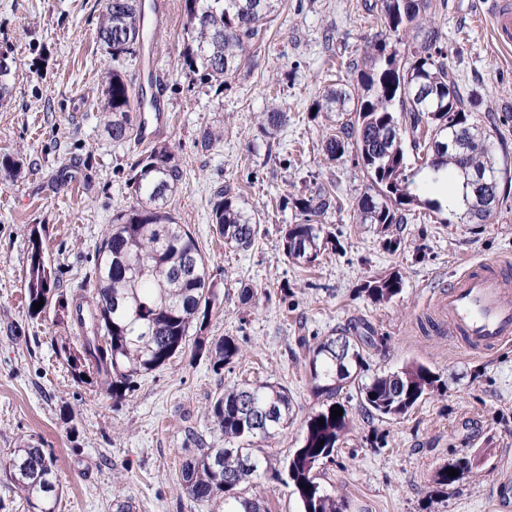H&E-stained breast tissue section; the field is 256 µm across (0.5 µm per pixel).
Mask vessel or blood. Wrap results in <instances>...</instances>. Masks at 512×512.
<instances>
[{"mask_svg":"<svg viewBox=\"0 0 512 512\" xmlns=\"http://www.w3.org/2000/svg\"><path fill=\"white\" fill-rule=\"evenodd\" d=\"M490 20L497 42L512 45V0H494ZM436 309L449 336L483 353L512 343V265L471 263L439 296Z\"/></svg>","mask_w":512,"mask_h":512,"instance_id":"obj_1","label":"vessel or blood"}]
</instances>
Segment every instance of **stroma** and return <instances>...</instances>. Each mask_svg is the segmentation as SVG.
I'll return each mask as SVG.
<instances>
[{
	"mask_svg": "<svg viewBox=\"0 0 512 512\" xmlns=\"http://www.w3.org/2000/svg\"><path fill=\"white\" fill-rule=\"evenodd\" d=\"M373 0H283L280 15L254 49L250 67L224 86L189 73L179 55L186 19L181 0H167L166 27L145 43L158 48L164 81L158 91L170 122L153 146L174 147L183 181L169 209L187 225L210 268L216 308L204 333L232 337L240 354L221 370L191 352L136 379L115 400L99 381L77 382L56 353L66 325L54 310L30 317L25 293L28 234L43 229L46 255L65 298L87 291L93 262L117 211L135 202L131 166L143 147L108 136L100 112L102 73L116 66L140 83L139 58L111 60L96 39L98 0H0V49L18 62L12 100L0 108V512H29L13 486L10 460L26 444L57 459L56 512H213L190 499L180 471L197 444L224 445L208 407L221 390L243 382L286 387L294 404L288 428L254 440L273 471L244 493L269 512H300L273 476L304 435L324 398L307 369L310 347L344 330L370 333L361 350L364 378L418 361L440 374L438 392L403 418L382 422L360 407L355 388L340 402L351 424L321 483L345 495L346 512H494L493 492L512 473V344L475 354L437 324L434 302L467 261L512 259V194L490 223H441L419 207L406 223L358 224L353 211L370 183L352 155L328 160L326 134L345 122L316 111L331 81L352 83L365 69L364 46L381 30ZM438 15L451 66L465 98L496 118L498 158L512 165V48L492 32V0H447ZM287 120L275 134L263 123L272 104ZM224 141L201 148L204 128ZM238 188L260 217L251 248L225 246L208 222L215 188ZM335 187L338 205L321 217L328 236L319 264L305 268L284 255L280 240L295 223L284 197L305 187ZM400 238L390 251L386 241ZM400 272L403 289L372 303L370 278ZM252 288L251 302L241 298ZM480 454L476 473L433 493L430 480L462 455Z\"/></svg>",
	"mask_w": 512,
	"mask_h": 512,
	"instance_id": "obj_1",
	"label": "stroma"
}]
</instances>
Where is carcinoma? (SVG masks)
Returning a JSON list of instances; mask_svg holds the SVG:
<instances>
[{
  "mask_svg": "<svg viewBox=\"0 0 512 512\" xmlns=\"http://www.w3.org/2000/svg\"><path fill=\"white\" fill-rule=\"evenodd\" d=\"M186 23L180 55L189 72L206 83L224 85L250 61V51L264 38L280 12L281 0H183ZM447 7L445 0H376L388 35L401 41L410 29L422 38L411 49L412 62L399 66L397 53L384 42L366 49L369 70L359 77L363 94L354 95L342 84L327 88L317 111L346 112L349 119L324 140L331 161L354 153L356 164L370 175L368 190L357 203L359 224H401L400 208L424 207L444 211L442 201L424 197L426 186L443 177L468 180L482 172H506L490 144V134L477 109L465 102L451 68V49L441 41L435 16ZM147 16L143 0H102L96 38L112 60L134 56L146 37ZM101 109L105 129L114 142L136 136L134 114L145 111L146 91L128 83L118 69L105 76ZM285 112L274 107L266 113L265 132H277ZM420 164L407 161L405 142ZM183 179L177 155L167 146L140 154L131 178L137 204L112 216V224L95 258L88 303L89 317L69 307L55 294L56 277L45 256L41 236H29V263L25 282L28 312L40 315L54 305L60 315L76 323L78 345H60L74 378L93 374L121 399L134 379L153 372L192 345V351L221 369L239 356L235 340L212 342L190 330L211 319L216 294L209 284V267L183 224L175 221L169 205ZM501 200L500 185L479 193L463 192V206L451 210L470 223L482 224ZM300 223L290 224L281 238L283 253L296 265L316 266L324 245L323 225L315 218L336 205V194L324 186L305 188L289 198ZM210 221L224 243L238 250L250 248L259 217L239 202L226 184L214 194ZM402 291L398 272L366 281L361 292L375 303H385ZM44 302L34 310L33 303ZM309 373L314 388L327 397L324 408L306 420L301 444L286 464L285 486L291 488L302 512H344V498L318 482L317 469L334 457L346 435L350 418L336 397L357 386L360 405L381 420H396L439 389L440 376L428 366L413 362L401 369L360 377L362 355L353 337L328 336L309 349ZM340 408L343 415L331 418ZM293 403L288 390L269 382L233 386L216 393L210 404L215 426L224 434V447L198 448L182 464L180 485L197 502H212L222 512H268L260 502L242 495L267 470V460L241 444L274 436L288 425ZM325 424H320V421ZM458 471L448 476L449 469ZM473 467L460 461L441 467L431 478L441 489L460 481ZM11 479L35 512H56L59 487L55 457L35 445L14 450Z\"/></svg>",
  "mask_w": 512,
  "mask_h": 512,
  "instance_id": "cac0c4a2",
  "label": "carcinoma"
}]
</instances>
